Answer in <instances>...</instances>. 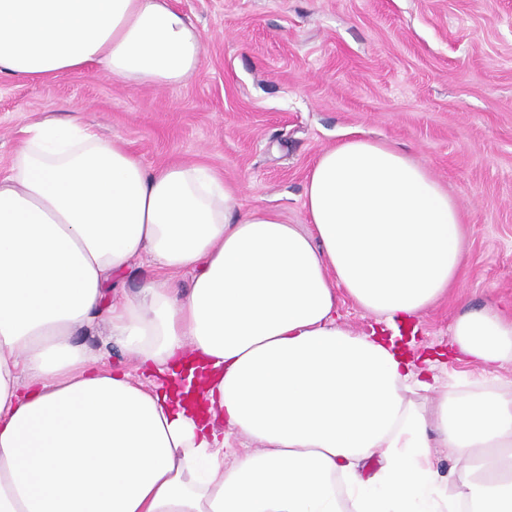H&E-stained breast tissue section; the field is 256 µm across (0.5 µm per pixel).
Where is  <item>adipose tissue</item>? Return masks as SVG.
I'll use <instances>...</instances> for the list:
<instances>
[{
    "instance_id": "ef3b65f1",
    "label": "adipose tissue",
    "mask_w": 512,
    "mask_h": 512,
    "mask_svg": "<svg viewBox=\"0 0 512 512\" xmlns=\"http://www.w3.org/2000/svg\"><path fill=\"white\" fill-rule=\"evenodd\" d=\"M203 50L169 0H0V79L175 87ZM237 195L76 118L26 128L0 176V512H512V317L456 318L448 354L472 371L444 383L394 337L457 279L447 190L354 139L312 166L308 225ZM145 258L192 272L188 292L113 288ZM344 296L371 331L340 324Z\"/></svg>"
}]
</instances>
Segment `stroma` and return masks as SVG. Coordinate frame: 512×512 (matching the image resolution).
Wrapping results in <instances>:
<instances>
[{
  "mask_svg": "<svg viewBox=\"0 0 512 512\" xmlns=\"http://www.w3.org/2000/svg\"><path fill=\"white\" fill-rule=\"evenodd\" d=\"M204 37L175 88L118 84L96 67L0 81V172L24 128L80 117L146 167L202 164L259 206L307 223L309 171L353 137L424 165L457 202L466 258L424 314L416 350L445 348L453 319L512 314V0H171Z\"/></svg>",
  "mask_w": 512,
  "mask_h": 512,
  "instance_id": "stroma-1",
  "label": "stroma"
}]
</instances>
